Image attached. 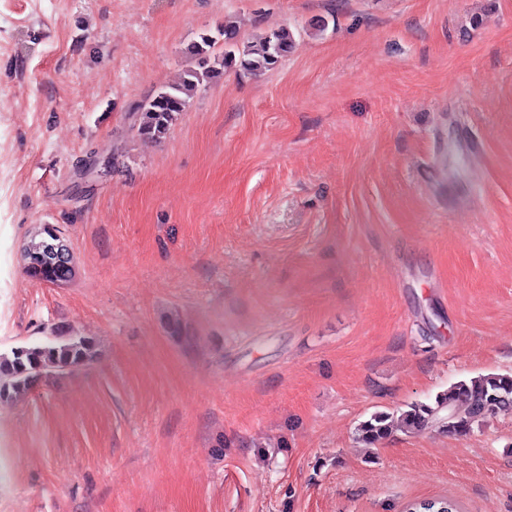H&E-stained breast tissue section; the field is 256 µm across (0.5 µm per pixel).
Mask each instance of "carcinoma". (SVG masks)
<instances>
[{
  "label": "carcinoma",
  "instance_id": "cac0c4a2",
  "mask_svg": "<svg viewBox=\"0 0 512 512\" xmlns=\"http://www.w3.org/2000/svg\"><path fill=\"white\" fill-rule=\"evenodd\" d=\"M218 36L203 33L187 53L195 66L160 89L134 112L133 128L143 140L162 142L177 124L197 91L207 83L221 80L228 71L253 75L276 68L291 52L294 34L286 26L271 29L254 40L242 41L239 27L226 21ZM224 39V52L216 56L212 48L217 37ZM96 344L87 336H71L60 331L43 339L0 353V401L32 390L35 378L50 369H75L94 359ZM512 409V374L478 375L459 380L436 395L434 402H415L399 416L375 412L361 422L357 439L373 445L398 425L408 432L430 425L439 413H447L446 427L451 434H467L484 419L501 410Z\"/></svg>",
  "mask_w": 512,
  "mask_h": 512
}]
</instances>
